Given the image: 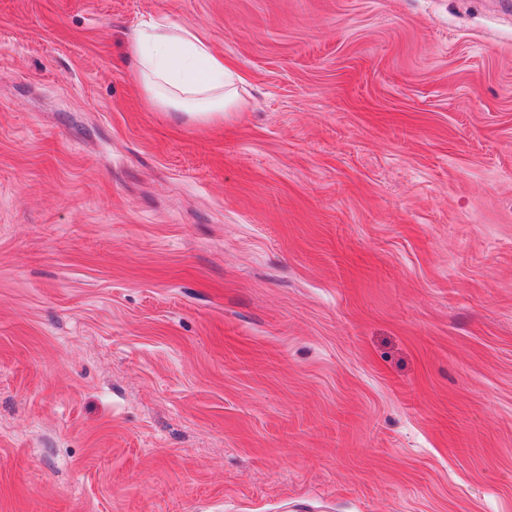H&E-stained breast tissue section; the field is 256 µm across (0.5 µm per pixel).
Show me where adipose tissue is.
<instances>
[{"label":"adipose tissue","instance_id":"obj_1","mask_svg":"<svg viewBox=\"0 0 512 512\" xmlns=\"http://www.w3.org/2000/svg\"><path fill=\"white\" fill-rule=\"evenodd\" d=\"M131 45L134 77L153 107L207 121L242 106L238 76L191 30L160 21L136 29Z\"/></svg>","mask_w":512,"mask_h":512}]
</instances>
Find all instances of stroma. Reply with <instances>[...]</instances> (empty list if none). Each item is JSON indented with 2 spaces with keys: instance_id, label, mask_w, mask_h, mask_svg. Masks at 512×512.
I'll return each mask as SVG.
<instances>
[{
  "instance_id": "stroma-1",
  "label": "stroma",
  "mask_w": 512,
  "mask_h": 512,
  "mask_svg": "<svg viewBox=\"0 0 512 512\" xmlns=\"http://www.w3.org/2000/svg\"><path fill=\"white\" fill-rule=\"evenodd\" d=\"M0 512H512V0H0ZM131 45L134 77L153 107L207 121L242 106L238 76L191 30L160 21L136 29Z\"/></svg>"
}]
</instances>
